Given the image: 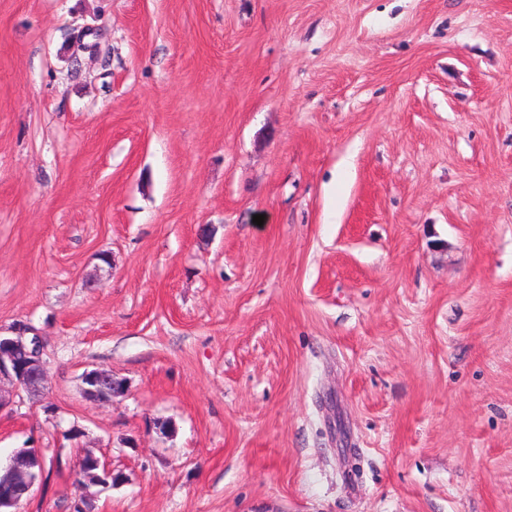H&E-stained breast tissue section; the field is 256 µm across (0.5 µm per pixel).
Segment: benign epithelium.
Segmentation results:
<instances>
[{"label":"benign epithelium","instance_id":"benign-epithelium-1","mask_svg":"<svg viewBox=\"0 0 512 512\" xmlns=\"http://www.w3.org/2000/svg\"><path fill=\"white\" fill-rule=\"evenodd\" d=\"M47 380L44 340L28 325H18L11 334H0V410L16 397H43ZM83 394L92 401L107 403L120 393L123 384L112 371L96 368L83 376ZM42 457L39 448H19L0 471V512H17V507L36 494L44 476L36 472ZM119 475L91 452L83 455L77 483L82 486L117 482Z\"/></svg>","mask_w":512,"mask_h":512}]
</instances>
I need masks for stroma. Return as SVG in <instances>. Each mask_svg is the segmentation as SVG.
<instances>
[{
    "instance_id": "stroma-1",
    "label": "stroma",
    "mask_w": 512,
    "mask_h": 512,
    "mask_svg": "<svg viewBox=\"0 0 512 512\" xmlns=\"http://www.w3.org/2000/svg\"><path fill=\"white\" fill-rule=\"evenodd\" d=\"M20 322L21 512H512V0H0ZM2 335L0 331V411L14 397L39 400L44 395L47 367L44 340L28 325H18ZM83 394L86 399L107 403L120 393L123 384L112 373V370L96 368L84 374ZM120 476L112 472V468L105 461L91 452H86L80 463L77 483L82 486L109 484L112 485L119 480Z\"/></svg>"
}]
</instances>
